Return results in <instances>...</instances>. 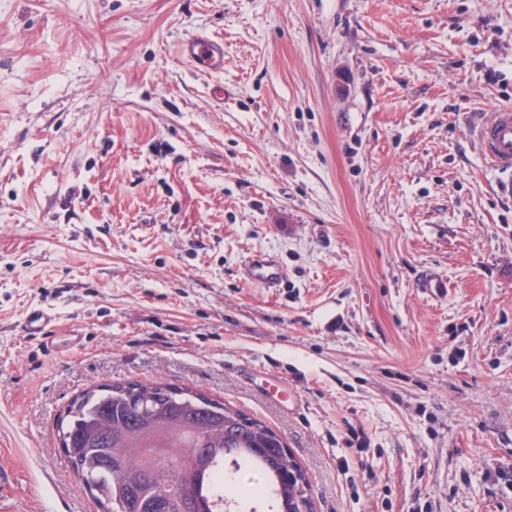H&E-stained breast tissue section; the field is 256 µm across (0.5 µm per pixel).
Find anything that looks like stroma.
<instances>
[{"instance_id": "stroma-1", "label": "stroma", "mask_w": 512, "mask_h": 512, "mask_svg": "<svg viewBox=\"0 0 512 512\" xmlns=\"http://www.w3.org/2000/svg\"><path fill=\"white\" fill-rule=\"evenodd\" d=\"M504 107L512 0H0V512H100L58 424L115 381L265 422L314 512H512ZM183 55L199 67L213 72L224 69L223 46L208 37L197 36L183 44ZM484 155L498 171L499 191L512 195V108L498 110L491 122L478 130ZM243 275L250 281L273 288L283 280L285 273L280 264L266 254H254L243 265ZM53 327L52 316L36 309L28 313L22 328L26 337L37 343L47 354L57 353L62 348H73L81 343L82 336H58Z\"/></svg>"}]
</instances>
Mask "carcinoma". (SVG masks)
<instances>
[{"mask_svg": "<svg viewBox=\"0 0 512 512\" xmlns=\"http://www.w3.org/2000/svg\"><path fill=\"white\" fill-rule=\"evenodd\" d=\"M62 448L102 512H223L240 462L275 512H312L310 486L283 439L257 418L161 382L93 386L75 397Z\"/></svg>", "mask_w": 512, "mask_h": 512, "instance_id": "cac0c4a2", "label": "carcinoma"}]
</instances>
